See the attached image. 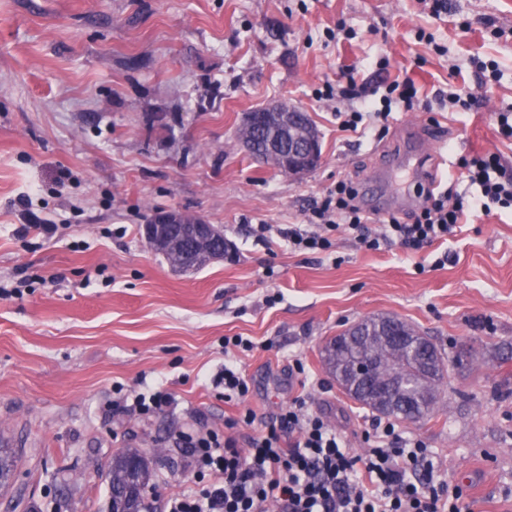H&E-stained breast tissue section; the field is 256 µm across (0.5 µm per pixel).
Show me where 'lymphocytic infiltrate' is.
I'll return each mask as SVG.
<instances>
[{
	"mask_svg": "<svg viewBox=\"0 0 512 512\" xmlns=\"http://www.w3.org/2000/svg\"><path fill=\"white\" fill-rule=\"evenodd\" d=\"M325 97L358 100L340 127L357 131L364 119L387 121L393 107L413 108L417 89L412 81H392L384 95L368 83L348 78L346 85L326 86ZM459 179L468 188H446L430 196L429 206L410 223L385 219L380 234L370 235L365 214L357 205L354 180L338 181L312 211L311 228L288 227L280 235L289 245L308 250L331 246L322 228L344 223L359 232L367 248L398 241L418 248L447 237L467 214L512 209V172L499 155L477 153L462 157ZM251 339L224 340V369L218 378L224 399L237 403V416L224 420L223 431L180 430L176 441L183 451V467L196 488L173 493L164 512H468L461 490L442 473L426 444L404 436L390 420L373 419L365 432L368 447L354 455L345 436L327 419L310 412L304 397L282 409L275 422L256 425L248 405L249 378L241 370L239 353L253 351ZM252 428L240 440V427Z\"/></svg>",
	"mask_w": 512,
	"mask_h": 512,
	"instance_id": "1",
	"label": "lymphocytic infiltrate"
}]
</instances>
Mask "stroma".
Instances as JSON below:
<instances>
[{"mask_svg":"<svg viewBox=\"0 0 512 512\" xmlns=\"http://www.w3.org/2000/svg\"><path fill=\"white\" fill-rule=\"evenodd\" d=\"M450 4L436 17L421 0H0V433L18 453L17 512H109L105 473L123 448L150 458L160 495L193 489L170 435L234 414L213 383L228 336L258 344L240 359L259 422L304 396L363 454L372 413L320 351L381 314L448 358L433 417L400 429L471 512H512V211L416 251L366 249L344 224L323 252L276 233L307 223L337 180L368 181L406 122L444 142L439 176L482 152L512 168L497 129L512 108V0ZM476 58L499 80L481 84ZM348 67L374 86L407 76L419 98L441 88L479 104L396 110L379 139L343 131L355 101L318 92ZM274 102L321 133L322 160L302 178L239 145L245 114ZM155 208L217 225L233 257L173 271L141 235ZM268 339L275 349H260ZM144 383L175 403L148 422L113 410Z\"/></svg>","mask_w":512,"mask_h":512,"instance_id":"1","label":"stroma"}]
</instances>
